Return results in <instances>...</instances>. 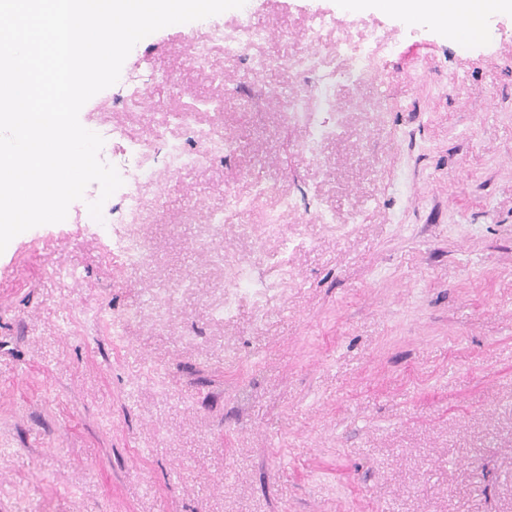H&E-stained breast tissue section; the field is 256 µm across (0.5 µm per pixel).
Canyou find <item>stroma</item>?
Instances as JSON below:
<instances>
[{"label": "stroma", "instance_id": "stroma-1", "mask_svg": "<svg viewBox=\"0 0 512 512\" xmlns=\"http://www.w3.org/2000/svg\"><path fill=\"white\" fill-rule=\"evenodd\" d=\"M250 2L264 45L194 63L209 20L156 31L123 64L153 72L152 108L117 83L80 112L122 129L115 151L153 141L140 214L0 253V512H512V15L461 50L339 0ZM320 11L322 71L375 28L392 50L337 86L342 132L313 156L288 113L319 108L316 79L254 59L298 58ZM192 107L234 147L175 170L155 135L194 148L163 122ZM116 233L148 262L108 261ZM244 266L265 291L225 317Z\"/></svg>", "mask_w": 512, "mask_h": 512}]
</instances>
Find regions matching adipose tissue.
<instances>
[{"label":"adipose tissue","mask_w":512,"mask_h":512,"mask_svg":"<svg viewBox=\"0 0 512 512\" xmlns=\"http://www.w3.org/2000/svg\"><path fill=\"white\" fill-rule=\"evenodd\" d=\"M343 8L353 16L375 11L408 24L428 20L449 42L467 46L489 36L487 19L512 14V0H344Z\"/></svg>","instance_id":"adipose-tissue-1"}]
</instances>
